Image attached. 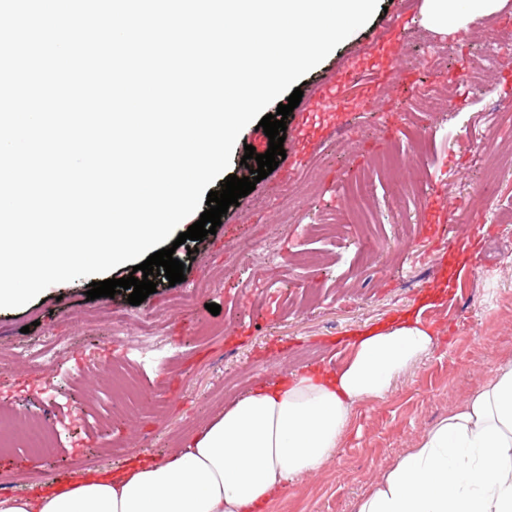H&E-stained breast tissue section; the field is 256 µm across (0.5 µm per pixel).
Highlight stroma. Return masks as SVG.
<instances>
[{
    "label": "stroma",
    "instance_id": "stroma-1",
    "mask_svg": "<svg viewBox=\"0 0 512 512\" xmlns=\"http://www.w3.org/2000/svg\"><path fill=\"white\" fill-rule=\"evenodd\" d=\"M423 2L379 0L371 19L305 75L308 99L317 84L341 75L355 55L384 38L388 19L402 23L393 39L400 65L384 74L364 61L341 87L355 103L376 97L378 111L349 113L345 128L291 175L262 179L229 207L225 223L198 243L196 255L178 247L185 283L157 276L155 293L136 307L123 293L87 299L85 277L0 309V410L33 416L52 410L55 433L42 454L0 447V495H26L90 469L164 459L231 403L227 379L242 395L294 370H337L357 332L416 315L435 333L432 351L402 372L384 398L356 404L321 470L288 480L265 510L357 512L358 501L438 421L512 364V223L497 221L498 211L512 210V164L501 169L491 201L472 198L486 180L482 158L512 142V126H493L489 117L512 103V65L450 111L415 128L405 119L412 90L439 79L418 59L440 46L448 51L447 75L468 70L496 51L498 28L512 21V0L452 35L424 23ZM392 150L405 163L386 178L371 163ZM357 177L369 183L385 236L371 261L358 249V225L342 227L331 246L297 231L317 223L325 209L344 207L348 183ZM408 179L422 184L424 196L441 191L453 206L440 236L423 224L421 204L405 209L392 200L390 181ZM480 218L486 228L479 233L473 225ZM245 241L276 252V264L264 272L269 288L254 287L253 259L236 248ZM188 284L198 287L193 305L171 309L170 299ZM211 303L220 305L219 315L208 311ZM116 310L157 312L165 352L142 360L136 328L113 331ZM58 336L67 338L68 350L53 360L33 356L35 347ZM121 362L133 371L138 400L123 414L100 418V400L111 393L112 371Z\"/></svg>",
    "mask_w": 512,
    "mask_h": 512
}]
</instances>
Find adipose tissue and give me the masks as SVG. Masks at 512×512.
<instances>
[{"mask_svg": "<svg viewBox=\"0 0 512 512\" xmlns=\"http://www.w3.org/2000/svg\"><path fill=\"white\" fill-rule=\"evenodd\" d=\"M501 2L424 0V18L444 33ZM434 343L417 318L365 329L338 370L304 368L254 386L164 460L0 495V512H262L288 479L334 454L355 404L383 398ZM357 512H512V365L440 420Z\"/></svg>", "mask_w": 512, "mask_h": 512, "instance_id": "obj_1", "label": "adipose tissue"}]
</instances>
